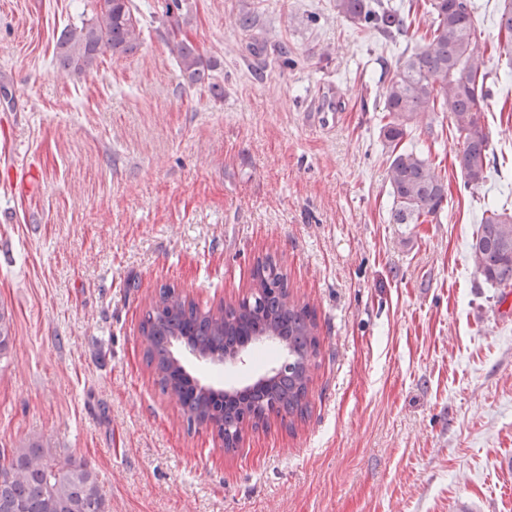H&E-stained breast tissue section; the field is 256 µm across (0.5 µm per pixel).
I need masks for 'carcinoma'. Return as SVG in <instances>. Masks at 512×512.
Returning <instances> with one entry per match:
<instances>
[{
    "mask_svg": "<svg viewBox=\"0 0 512 512\" xmlns=\"http://www.w3.org/2000/svg\"><path fill=\"white\" fill-rule=\"evenodd\" d=\"M413 0H334L336 15L366 31L395 40L409 27ZM181 0L166 5L167 33L180 30ZM433 20L421 43L404 48L383 82L384 124L380 135L387 149V179L392 190L393 220L423 224L449 203L448 185L432 163L403 144L423 112H446L464 137L456 164L465 184L486 179L490 166L488 139L482 128L483 109L490 96V58L473 39L474 0H431ZM143 33L133 0L98 4L88 26L64 29L58 45L60 68L77 76L97 65L100 55L132 54ZM492 42L506 61L503 78L512 77V0H503ZM180 71L191 86L213 88L211 62L185 39L168 41ZM469 249L483 280L497 288H512V213L494 200L484 203ZM253 293L236 305L201 310L178 289H159L140 332L147 367L154 370L161 392L183 410L187 429L214 423L224 435L225 450L237 448L246 430L268 426L271 417L304 419L313 360L319 353L315 314L292 298L287 276L270 255L256 261ZM274 336L287 350L286 361L269 383L225 400L197 386L173 355L184 343L202 355L233 353L247 341ZM12 344L11 318L0 310V360ZM108 503L96 472L62 455L49 442L33 439L0 450V512H107Z\"/></svg>",
    "mask_w": 512,
    "mask_h": 512,
    "instance_id": "cac0c4a2",
    "label": "carcinoma"
}]
</instances>
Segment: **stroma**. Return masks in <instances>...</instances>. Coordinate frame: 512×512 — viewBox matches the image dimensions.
I'll return each instance as SVG.
<instances>
[{
  "label": "stroma",
  "instance_id": "35a3bbf8",
  "mask_svg": "<svg viewBox=\"0 0 512 512\" xmlns=\"http://www.w3.org/2000/svg\"><path fill=\"white\" fill-rule=\"evenodd\" d=\"M134 3L138 51L69 77L57 38L96 0H0V448L49 440L110 512H512V296L468 250L485 202L512 196V81L485 109L484 184L464 187L447 113L407 135L452 199L398 224L381 38L332 0H184L216 96L171 56L166 0ZM269 253L316 315L311 412L228 453L160 392L140 322L165 285L238 302ZM181 360L220 389L261 373Z\"/></svg>",
  "mask_w": 512,
  "mask_h": 512
}]
</instances>
